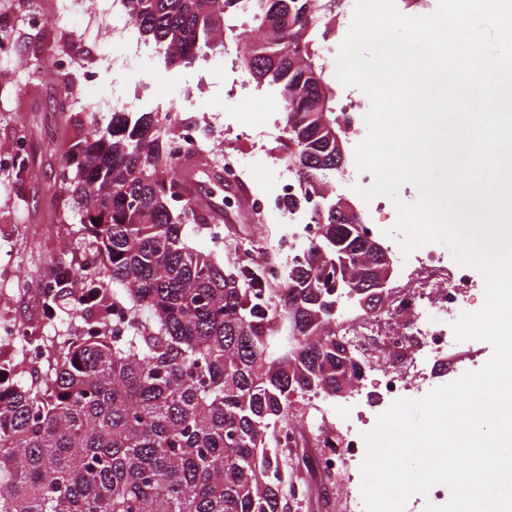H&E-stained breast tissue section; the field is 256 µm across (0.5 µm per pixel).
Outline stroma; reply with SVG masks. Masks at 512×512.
Segmentation results:
<instances>
[{
  "label": "stroma",
  "instance_id": "stroma-1",
  "mask_svg": "<svg viewBox=\"0 0 512 512\" xmlns=\"http://www.w3.org/2000/svg\"><path fill=\"white\" fill-rule=\"evenodd\" d=\"M112 12V0H82L78 13L66 23L72 34L71 53L81 58L98 57L99 76L90 96L79 99L75 110L59 115L54 136L41 133L59 91L49 75V51L42 44L43 39L52 37V30H45L39 39L20 37L12 59L0 61V151L10 150L15 132L24 129L33 171L32 177L21 181L13 172H0L1 318L43 327L39 281L53 260L79 259L89 247L87 241L67 238L60 232L57 214L64 199L54 173L79 128L93 118L108 123L118 95L133 96L145 83L151 86L146 94L151 104L178 103L179 119L197 121L208 146L224 145L239 160L241 178L230 187L224 184L223 163L213 152L185 170L183 177L193 196L212 209L211 223L224 226V243L219 246L203 227L184 225L190 244L202 253L216 254L228 269L250 258L285 260L278 242L287 231L286 225L253 206L254 198L270 191L288 168L283 151L288 131L279 93L253 82L238 101H228L224 87L243 66L238 52L212 56L205 65L197 62L170 69L140 35H133L128 45L114 41ZM334 195L364 209L366 221L382 225L385 234L380 241L394 267H401L406 258L398 240L387 235L397 220L393 201L383 198L381 207L368 210L352 187H336ZM22 277L31 284L25 292L16 289ZM492 354L488 342H459L446 356L432 358L408 374L405 396L423 398L456 378L468 358L485 362ZM376 387L375 373L367 371L348 393L328 397L325 409H317L312 398L296 397L289 407V421L302 426L320 411L328 421H335L337 409L367 402ZM354 472L353 465L340 466L338 476L320 484L318 490L289 498L288 512H348L350 494L361 490Z\"/></svg>",
  "mask_w": 512,
  "mask_h": 512
}]
</instances>
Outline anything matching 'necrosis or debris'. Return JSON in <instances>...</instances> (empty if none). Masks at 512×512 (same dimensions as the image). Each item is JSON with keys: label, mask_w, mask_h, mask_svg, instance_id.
Listing matches in <instances>:
<instances>
[{"label": "necrosis or debris", "mask_w": 512, "mask_h": 512, "mask_svg": "<svg viewBox=\"0 0 512 512\" xmlns=\"http://www.w3.org/2000/svg\"><path fill=\"white\" fill-rule=\"evenodd\" d=\"M52 55L54 77L59 85H72L82 92L94 87L98 78L95 68L76 59L60 45L53 49ZM298 187L297 178L291 175L281 180L275 196L254 201L258 210L281 211L288 232L281 238L279 248L292 259L302 255L301 239L311 238L317 232L316 225L311 222L316 210L315 201H308L304 208L293 212L284 209L285 201L297 194ZM483 285V280L475 278L470 268L453 261L444 262L426 249L421 259L386 289L385 314L376 317L348 315L339 320L337 337L360 358H368L375 348L382 352L379 384L370 406L373 415H381L393 401L402 397L403 372L412 364L415 353L436 355L447 350L453 328L451 323L445 322V315L454 314L467 293ZM309 439L315 441L321 453L307 458L305 464L295 470L294 477L298 480L313 471L322 478H330L342 456L356 461L365 456L361 429L344 415L333 424L318 421L294 429L288 436L287 445L296 448Z\"/></svg>", "instance_id": "1"}]
</instances>
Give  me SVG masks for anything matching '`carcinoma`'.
Instances as JSON below:
<instances>
[{
  "label": "carcinoma",
  "mask_w": 512,
  "mask_h": 512,
  "mask_svg": "<svg viewBox=\"0 0 512 512\" xmlns=\"http://www.w3.org/2000/svg\"><path fill=\"white\" fill-rule=\"evenodd\" d=\"M122 2L171 68L224 53V38L240 42L225 19H250L244 63L284 99L296 176L328 196L326 138L347 125L329 77L322 95L309 73L324 71L336 0L315 13L308 0ZM175 111L91 121L59 166L56 184L81 211L67 230L90 234L96 263H55L39 283L52 332L24 325V346L0 341V512H281L288 461L276 435L291 399L362 375L336 361L326 271L347 252L351 276L370 274L361 215L316 212L322 234L276 288L262 264L225 270L182 237L208 217L169 155L162 125Z\"/></svg>",
  "instance_id": "carcinoma-1"
}]
</instances>
